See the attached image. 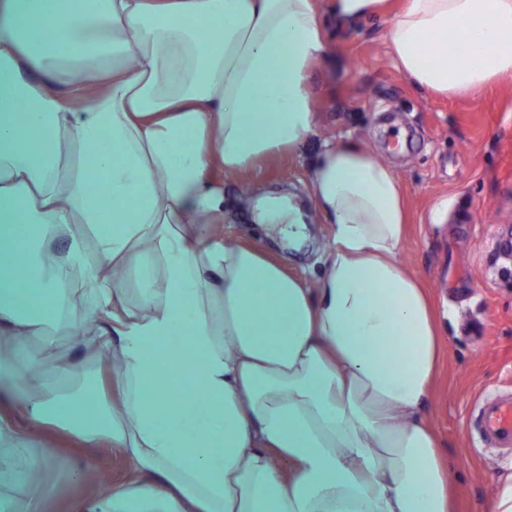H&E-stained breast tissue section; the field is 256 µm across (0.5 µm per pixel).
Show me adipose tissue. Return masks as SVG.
<instances>
[{"label":"adipose tissue","mask_w":512,"mask_h":512,"mask_svg":"<svg viewBox=\"0 0 512 512\" xmlns=\"http://www.w3.org/2000/svg\"><path fill=\"white\" fill-rule=\"evenodd\" d=\"M387 7L0 0V512H42L59 431L129 465L73 512H452L422 416L446 344L401 259L396 172L353 143L318 153L332 247L313 286L211 230L224 179L313 133L323 13ZM386 40L415 87L472 97L512 76V0H401ZM59 328L87 357L49 382ZM94 368L95 380L98 387L107 395L109 399H117L118 393L114 383L116 373L112 371V366L99 357L94 361Z\"/></svg>","instance_id":"1"}]
</instances>
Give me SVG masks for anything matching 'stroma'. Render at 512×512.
I'll return each instance as SVG.
<instances>
[{
  "instance_id": "1",
  "label": "stroma",
  "mask_w": 512,
  "mask_h": 512,
  "mask_svg": "<svg viewBox=\"0 0 512 512\" xmlns=\"http://www.w3.org/2000/svg\"><path fill=\"white\" fill-rule=\"evenodd\" d=\"M389 15L343 29L327 20V59L313 75L317 124L298 151L225 180L219 234L254 243L307 282L320 277L331 227L305 226L292 249L278 225L258 224L254 200L286 196L313 208L309 166L324 143L355 142L390 163L407 195L410 224L402 257L430 288L447 353L423 409L443 442L460 489L454 512H485L512 457L474 448L466 422L484 391H512V265L495 250L512 237V77L463 100L415 88L391 62ZM64 466L46 473L55 488L45 512H71L88 490L72 477L92 462L103 483L123 480L122 449L82 448L59 433Z\"/></svg>"
}]
</instances>
